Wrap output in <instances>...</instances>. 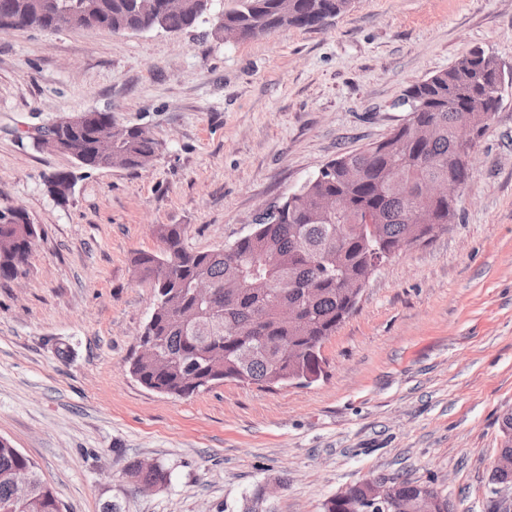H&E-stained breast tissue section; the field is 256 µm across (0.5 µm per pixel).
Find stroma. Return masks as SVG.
<instances>
[{"label":"stroma","instance_id":"35a3bbf8","mask_svg":"<svg viewBox=\"0 0 512 512\" xmlns=\"http://www.w3.org/2000/svg\"><path fill=\"white\" fill-rule=\"evenodd\" d=\"M98 29L0 30V210L40 234L0 279V438L40 469L62 512H323L372 477L434 482L455 512H512L491 474L512 412V87L476 144L458 218L385 261L322 346L321 377L226 381L175 396L130 371L156 303L134 259L178 224L193 252L249 234L344 151L408 122L405 90L471 49L512 70V0H351L325 25L258 38ZM106 111L159 150L142 168L44 181L68 156L34 128ZM159 463L167 485L125 468ZM154 463H148V466H153ZM125 474L129 481L135 485L137 484H151L164 486L169 481L168 470L161 464H156L152 468H144L142 462L132 461L126 469ZM151 485H138L137 488L141 491L152 490L156 486Z\"/></svg>","mask_w":512,"mask_h":512}]
</instances>
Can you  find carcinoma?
<instances>
[{"instance_id":"cac0c4a2","label":"carcinoma","mask_w":512,"mask_h":512,"mask_svg":"<svg viewBox=\"0 0 512 512\" xmlns=\"http://www.w3.org/2000/svg\"><path fill=\"white\" fill-rule=\"evenodd\" d=\"M60 4L90 10L112 32L139 27L178 33L195 27L212 8L210 0H180L179 13L159 15L154 0H59ZM350 0H235L233 7L213 19L214 34L238 28L244 38L268 36L281 29L309 26L315 11L343 12ZM21 18L27 28L44 30L47 20L37 18L28 0H0V20ZM498 61L484 52L468 55L451 68L411 86L402 104L410 121L430 126L429 136L413 140L403 125L385 140L364 150L347 152L324 167L285 198L274 212L255 219L254 230L234 243L232 252L217 248L189 252L183 246L179 224H159L156 253L135 258L140 273L153 281L157 304L143 336L158 350L153 359L134 358L131 371L145 387L165 394L186 396L207 390L218 381H241L272 387L288 383L299 367L322 369L321 349L352 314V289L343 280L365 284L373 274L374 251L399 253L410 234H426L428 224L448 223V206L420 196L421 184L448 178V160L458 151L457 126L464 115L478 118L496 112L499 99L494 85ZM112 122L107 112L90 113V121L70 134L80 169L135 168L156 153V143L144 130L119 128L112 132V156L98 154V136ZM363 168L357 182L346 169ZM72 172H59L47 181L53 197L67 198ZM347 199L350 212L338 219L321 212L324 199ZM374 226L373 235L361 242L350 225ZM36 225L20 208L0 210V279H12L28 263ZM267 282L255 288L257 279ZM237 284L224 293V282ZM198 281L212 285L209 300L198 301L192 288ZM280 303L299 306L301 319L282 323L276 319ZM31 471L30 489L18 495L12 476L19 468ZM125 474L137 484L164 486L168 470L161 464L144 468L132 461ZM430 481L392 478L391 490L401 512H421L419 495ZM352 500L330 498L324 512H348L363 502L370 486L361 481L350 487ZM18 501L17 512H61L52 486L37 466L6 439H0V506Z\"/></svg>"}]
</instances>
